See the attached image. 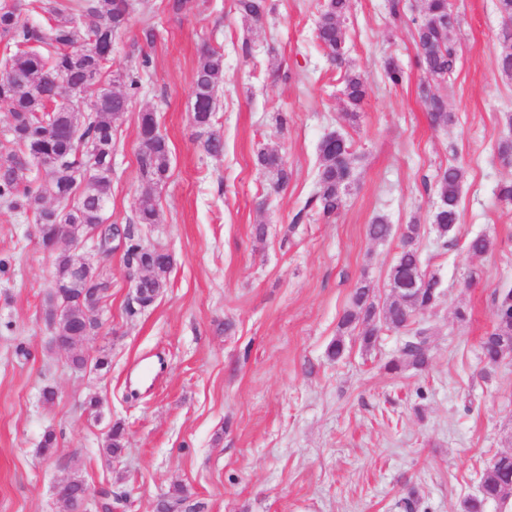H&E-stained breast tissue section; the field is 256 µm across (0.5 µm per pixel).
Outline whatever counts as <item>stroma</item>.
Here are the masks:
<instances>
[{"instance_id": "1", "label": "stroma", "mask_w": 512, "mask_h": 512, "mask_svg": "<svg viewBox=\"0 0 512 512\" xmlns=\"http://www.w3.org/2000/svg\"><path fill=\"white\" fill-rule=\"evenodd\" d=\"M323 2L267 0L253 24L238 0H186L177 12L170 0H139L114 35L107 74L140 73L142 87L113 121L106 213L118 226L135 223L153 192L158 217L142 236L172 267L155 302L135 311L123 252L112 253L102 327L78 346L89 360L107 357L109 369L76 371L54 346L45 321L53 258L34 217L0 205V512H57L55 486L74 475L93 492L87 512H101L105 490L122 498L117 512H154L176 486L198 512H401L410 494L418 512H461L494 458L512 452V355L487 380L480 354L494 299L512 289V203L498 196L512 164L497 153L512 140V80L499 69L497 0H450L457 76L438 87L456 115L448 126L432 124L421 94L431 82L416 46L426 0H404L397 20L388 0H351L341 67L315 40ZM148 24L151 44L141 34ZM206 46L223 52L225 71L208 131L192 112ZM390 61L401 83L387 79ZM348 70L368 87L355 108L343 94ZM144 111L171 151L156 187L137 163ZM212 130L224 139L217 156L203 149ZM332 133L350 143L357 179L327 219L310 198L319 145ZM263 149L286 162L283 189L259 169ZM451 162L464 173L456 238L445 245L430 232L416 244L440 291L415 319L429 334L428 367L388 373L410 336L388 328L368 349L348 330L344 356L330 359L356 284L389 296L398 229L428 223L437 175ZM378 215L394 227L383 242L367 235ZM477 234L494 248L473 257L465 243ZM47 386L56 391L49 405ZM116 423L125 448L110 462L101 450ZM49 429L58 447L46 458L38 448Z\"/></svg>"}]
</instances>
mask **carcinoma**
I'll use <instances>...</instances> for the list:
<instances>
[{"label":"carcinoma","mask_w":512,"mask_h":512,"mask_svg":"<svg viewBox=\"0 0 512 512\" xmlns=\"http://www.w3.org/2000/svg\"><path fill=\"white\" fill-rule=\"evenodd\" d=\"M245 17L257 23L268 11L266 0H239ZM35 8L47 16L49 27L43 34L22 19L17 3L0 0V38L13 42L16 49L8 54L0 67V105L11 115L9 143L12 147L0 151V202L7 208L27 215L34 214L40 226L42 241L65 237V226L93 234L101 259L112 254V239L124 236L127 248L125 261H130L140 247V230H119L107 224L105 215L112 188V149L115 129L112 120L127 111L131 99L142 86L137 72L118 74L114 83L127 84V91L104 88L112 94L111 106L89 108L76 106L69 112L48 110L60 93L61 82L68 80L82 86L92 78L100 83L108 57L99 54L98 46L107 37L126 27L135 9L132 0H36ZM348 0H326L316 25L317 39L329 59L342 66L345 62L346 32L343 20L348 12ZM458 16L448 0H427L423 23L417 29L419 59L431 80L437 84L452 80L456 73V35ZM224 84V53L214 48L201 51L194 74L193 120L201 128L212 126L218 108V92ZM344 95L356 107L367 95L361 75L348 72L344 79ZM426 104L433 123L446 125L453 120L448 102L440 95L426 91ZM140 147L138 165L141 177L160 184L168 178L170 149L159 133L152 112L138 117ZM257 164L278 188L288 183V169L282 157L261 150ZM44 173L56 195L57 204L44 205L38 189L29 179L32 169ZM354 181L351 145L342 137L324 138L319 146V166L313 199L323 215L330 218L344 205L345 193ZM463 171L450 164L436 181L439 206L430 216L437 238L448 244L455 236L460 219L459 199ZM158 203L148 193L141 197L136 220L139 224H154ZM429 228L412 222L401 231L402 250L391 268L389 279L419 268L416 242ZM392 234V225L383 216L368 225L367 235L373 241H384ZM494 241L486 235L468 239L466 249L472 256L490 252ZM172 267L169 259L153 264L149 277L142 283L141 308L151 306L165 286ZM438 281L423 276L422 287L414 292L390 295L383 304L375 301L372 288L359 284L352 304L342 317L340 332L330 344L328 355L340 358L345 351L344 331L362 326L360 334L365 348L373 346L377 324L396 329L408 328L419 313L433 308L437 302ZM111 282L104 267H93L91 275L79 282H64L53 293L54 307L60 310L59 320L51 323L55 335L71 337L84 325V308L90 302L108 297ZM485 366H497L512 354V290L495 298L493 326L481 344ZM431 348L424 330L414 332L399 355L385 368L398 373L406 368L422 370L429 364ZM124 449V428L114 424L109 432L103 455L109 459ZM186 501L182 488L175 487L170 495L159 500V512H177ZM507 507L512 503V460L499 457L483 473L480 493L463 500L462 512H485L489 503Z\"/></svg>","instance_id":"carcinoma-1"}]
</instances>
